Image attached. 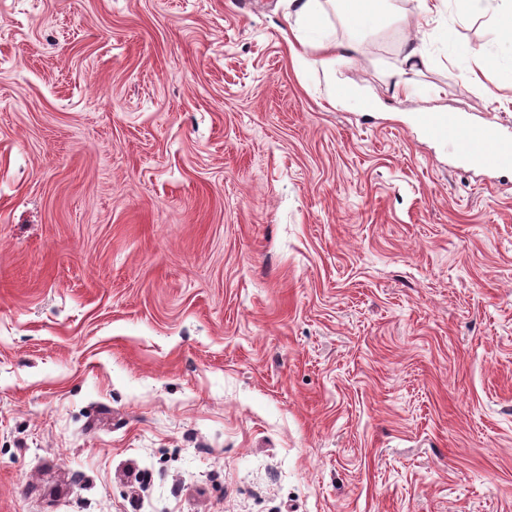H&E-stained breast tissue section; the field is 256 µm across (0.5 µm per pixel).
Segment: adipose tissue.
Returning a JSON list of instances; mask_svg holds the SVG:
<instances>
[{
  "instance_id": "1",
  "label": "adipose tissue",
  "mask_w": 512,
  "mask_h": 512,
  "mask_svg": "<svg viewBox=\"0 0 512 512\" xmlns=\"http://www.w3.org/2000/svg\"><path fill=\"white\" fill-rule=\"evenodd\" d=\"M340 11L354 34L382 26L388 19L389 0H336ZM325 10L322 0H288L286 19L292 37L301 47L315 46L323 55L325 82L328 101L331 105L343 106L351 100H369L367 91L341 84L336 76L334 66L337 53L346 52L345 44L331 40L309 43L307 34L318 28L324 21Z\"/></svg>"
}]
</instances>
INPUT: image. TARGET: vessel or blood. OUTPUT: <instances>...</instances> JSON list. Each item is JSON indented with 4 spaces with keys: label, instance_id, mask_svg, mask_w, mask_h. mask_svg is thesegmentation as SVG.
I'll return each mask as SVG.
<instances>
[{
    "label": "vessel or blood",
    "instance_id": "vessel-or-blood-1",
    "mask_svg": "<svg viewBox=\"0 0 512 512\" xmlns=\"http://www.w3.org/2000/svg\"><path fill=\"white\" fill-rule=\"evenodd\" d=\"M423 125L431 135L448 139L452 151L468 152L474 165L496 169L512 161V142L502 138L495 127L464 126L438 116L425 117Z\"/></svg>",
    "mask_w": 512,
    "mask_h": 512
}]
</instances>
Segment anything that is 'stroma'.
Returning a JSON list of instances; mask_svg holds the SVG:
<instances>
[{"label":"stroma","instance_id":"35a3bbf8","mask_svg":"<svg viewBox=\"0 0 512 512\" xmlns=\"http://www.w3.org/2000/svg\"><path fill=\"white\" fill-rule=\"evenodd\" d=\"M392 3L311 34L367 112L284 0H0V512H512V167L416 115L512 137V59ZM325 10L321 0H288V12L286 20L292 37L302 48L313 47L323 55L325 82L328 90V102L336 107L345 106L351 100L360 99L372 102L367 91L341 84L336 76V51L338 56L343 52L352 50V42L336 44V41L321 40L311 43L307 39V33L322 25ZM334 66V69H333ZM428 58L417 45H410L404 56V64L391 73L394 88L398 92L410 95V89L413 83V75L418 71L419 65H426ZM438 116L448 117V121ZM423 117V125L431 135L448 139L451 151L457 154L466 150L474 165L496 169L505 166L509 160L512 164V142L502 138L495 127L460 125L441 108H426L418 115L419 119Z\"/></svg>","mask_w":512,"mask_h":512}]
</instances>
